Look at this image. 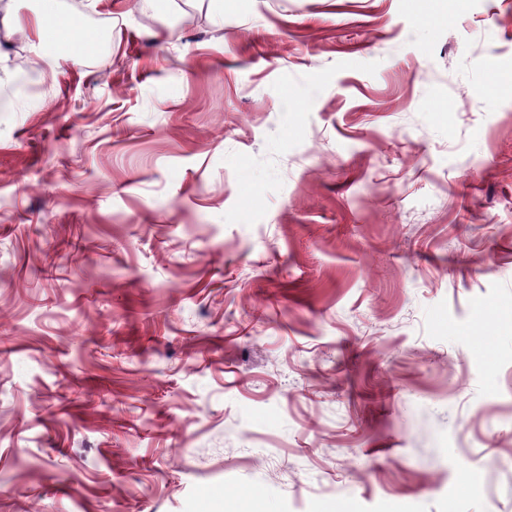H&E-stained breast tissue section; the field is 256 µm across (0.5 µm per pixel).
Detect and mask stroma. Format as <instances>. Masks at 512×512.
Segmentation results:
<instances>
[{
	"mask_svg": "<svg viewBox=\"0 0 512 512\" xmlns=\"http://www.w3.org/2000/svg\"><path fill=\"white\" fill-rule=\"evenodd\" d=\"M0 102V512H512V0H89Z\"/></svg>",
	"mask_w": 512,
	"mask_h": 512,
	"instance_id": "1",
	"label": "stroma"
}]
</instances>
